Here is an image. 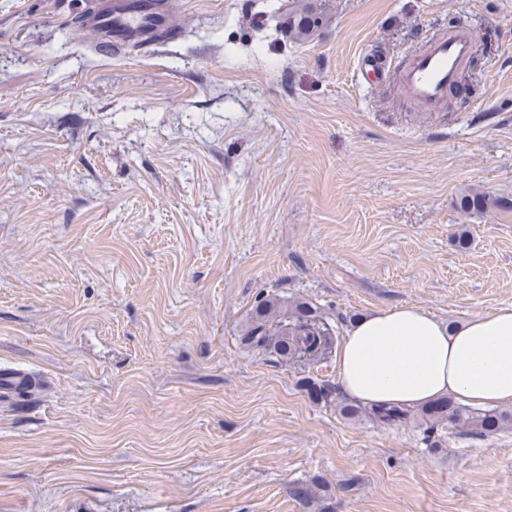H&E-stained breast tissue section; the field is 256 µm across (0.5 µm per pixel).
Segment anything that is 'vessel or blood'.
Segmentation results:
<instances>
[{
    "mask_svg": "<svg viewBox=\"0 0 512 512\" xmlns=\"http://www.w3.org/2000/svg\"><path fill=\"white\" fill-rule=\"evenodd\" d=\"M84 28L97 37L103 51L115 47L150 50L164 42L173 25L171 0H84L78 13ZM476 36L465 26L431 35L393 72L379 70L366 56L358 60V75L377 83L392 80L401 97L420 112H440L448 91L456 86L473 52ZM23 370L0 371V393L27 387Z\"/></svg>",
    "mask_w": 512,
    "mask_h": 512,
    "instance_id": "vessel-or-blood-1",
    "label": "vessel or blood"
}]
</instances>
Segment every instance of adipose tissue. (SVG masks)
<instances>
[{
    "mask_svg": "<svg viewBox=\"0 0 512 512\" xmlns=\"http://www.w3.org/2000/svg\"><path fill=\"white\" fill-rule=\"evenodd\" d=\"M353 401L418 407L452 397L478 409L512 405V308L451 328L409 305L358 319L336 351Z\"/></svg>",
    "mask_w": 512,
    "mask_h": 512,
    "instance_id": "obj_1",
    "label": "adipose tissue"
}]
</instances>
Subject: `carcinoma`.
<instances>
[{"label": "carcinoma", "instance_id": "obj_1", "mask_svg": "<svg viewBox=\"0 0 512 512\" xmlns=\"http://www.w3.org/2000/svg\"><path fill=\"white\" fill-rule=\"evenodd\" d=\"M493 205L494 201L487 194L477 191L465 192L457 202V207L468 213L482 212ZM335 334L334 327L310 303L261 293L249 313V321L240 341L250 349L274 353L280 362L309 366L328 354ZM308 391L315 401H336L340 414L348 418L365 417L376 424L395 427L418 421L423 426L422 441L428 448L442 445L450 424H457L467 435L482 437L512 422L511 412H468L448 397L421 407L407 408L353 404L337 396V389L328 383H314ZM290 494L308 507L318 503L317 512H332V504L318 494L313 485L296 483Z\"/></svg>", "mask_w": 512, "mask_h": 512}]
</instances>
